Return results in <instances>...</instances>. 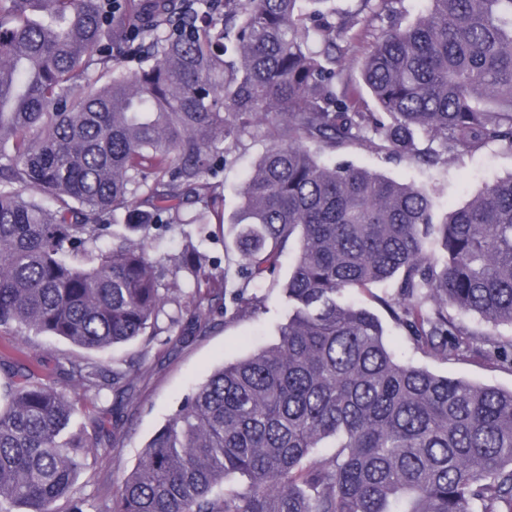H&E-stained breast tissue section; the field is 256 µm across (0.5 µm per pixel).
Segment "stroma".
I'll use <instances>...</instances> for the list:
<instances>
[{
  "mask_svg": "<svg viewBox=\"0 0 512 512\" xmlns=\"http://www.w3.org/2000/svg\"><path fill=\"white\" fill-rule=\"evenodd\" d=\"M272 132L271 124L257 126L251 137L234 150L233 162L218 174L217 181L224 193V214L228 218L238 204L239 188L268 146ZM324 160L329 164L347 161L398 181L434 187L437 209L442 213L464 205L485 185L512 175V150L498 144L438 167L407 157L387 156L367 140L325 151ZM236 231V226L228 222L209 225L187 237L179 228L163 227L151 232L152 252L157 257L177 255L185 240L190 239L214 258L216 274L231 276L237 263L231 247ZM292 259V252H285L274 278L257 288L262 299L259 307L233 317H215L201 335L184 336L179 327L170 326L168 318L177 312L173 305L167 306L166 317L160 318L156 336L100 351L88 352L28 329L0 332V359H23L54 383L60 380L55 363L62 358L131 370L135 391L132 401L123 408V419L115 433L118 445L112 449L95 448L87 456L78 479L85 494L100 504L111 500L122 474L133 468L147 442L179 409L192 389L220 366L278 342L279 328L288 315L281 284L288 278ZM396 295L395 282L386 281L352 291L351 298L380 318L387 342L399 358L442 376L512 389L510 366L473 356L446 360L416 349L405 330L378 303L379 298Z\"/></svg>",
  "mask_w": 512,
  "mask_h": 512,
  "instance_id": "stroma-1",
  "label": "stroma"
}]
</instances>
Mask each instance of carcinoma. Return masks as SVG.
Returning a JSON list of instances; mask_svg holds the SVG:
<instances>
[{
  "mask_svg": "<svg viewBox=\"0 0 512 512\" xmlns=\"http://www.w3.org/2000/svg\"><path fill=\"white\" fill-rule=\"evenodd\" d=\"M305 2L325 0H0V330L108 349L160 330L187 275L192 305L169 321L196 334L228 294L258 305L250 284L292 244L279 342L192 391L104 512H512V390L397 360L378 317L342 301L395 278L378 303L416 348L512 366V338L449 312L512 327V176L440 214L426 186L321 158L368 133L429 167L512 150V0H427L409 24L400 0ZM356 27L374 111L351 89ZM262 122L233 220L242 283L192 244L154 258L152 229L221 220L213 179ZM119 210L129 234L100 244ZM56 371L117 410L132 398L126 370ZM6 375L0 512H88L79 407L21 360ZM319 448L334 452L316 463Z\"/></svg>",
  "mask_w": 512,
  "mask_h": 512,
  "instance_id": "cac0c4a2",
  "label": "carcinoma"
}]
</instances>
